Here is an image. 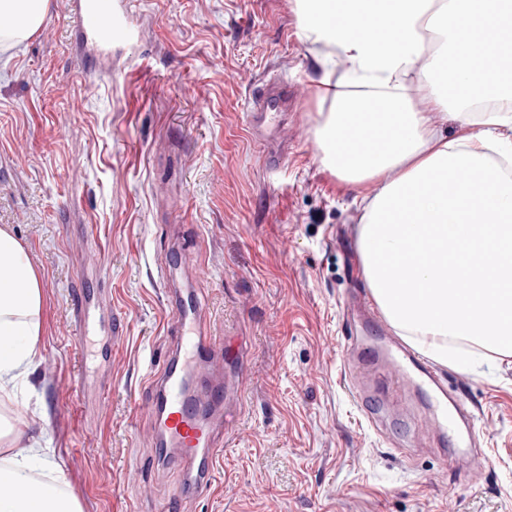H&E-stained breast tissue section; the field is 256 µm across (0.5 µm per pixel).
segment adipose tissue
I'll return each mask as SVG.
<instances>
[{
	"label": "adipose tissue",
	"instance_id": "ef3b65f1",
	"mask_svg": "<svg viewBox=\"0 0 512 512\" xmlns=\"http://www.w3.org/2000/svg\"><path fill=\"white\" fill-rule=\"evenodd\" d=\"M47 0H0V48L21 45L43 22ZM303 38L345 72L317 94L313 142L322 165L350 186L375 182L364 208L361 271L383 317L432 358L455 337L512 355V178L491 155L512 159V113L477 112L480 98L512 99V0H294ZM489 30L490 66L464 64L466 28ZM373 28L386 31L380 42ZM464 133L448 138L433 121ZM408 244V272L384 274L381 248ZM455 261L461 279L437 281L435 262ZM0 512H80L66 482L37 481L40 438L23 437L3 402L40 356L43 295L25 249L0 229ZM29 453L14 454L20 439Z\"/></svg>",
	"mask_w": 512,
	"mask_h": 512
}]
</instances>
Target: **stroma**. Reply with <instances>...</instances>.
Listing matches in <instances>:
<instances>
[{
    "label": "stroma",
    "mask_w": 512,
    "mask_h": 512,
    "mask_svg": "<svg viewBox=\"0 0 512 512\" xmlns=\"http://www.w3.org/2000/svg\"><path fill=\"white\" fill-rule=\"evenodd\" d=\"M130 10L143 39L108 69L81 64L66 0H49L20 50L0 51V227L44 299L39 364L5 401L14 427L43 437L81 512H512V356L436 365L479 408L489 464L476 479L418 445L411 423L370 430L339 380L344 302L366 286L364 200L378 187L350 188L315 156L320 82L338 71L304 40L292 0ZM273 75L297 110L274 128L290 149L269 172L245 112ZM171 224L205 265L213 335L241 341L247 375L212 492L181 500L138 413L166 359L157 264Z\"/></svg>",
    "instance_id": "35a3bbf8"
}]
</instances>
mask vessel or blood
Returning <instances> with one entry per match:
<instances>
[{
	"instance_id": "b4317fda",
	"label": "vessel or blood",
	"mask_w": 512,
	"mask_h": 512,
	"mask_svg": "<svg viewBox=\"0 0 512 512\" xmlns=\"http://www.w3.org/2000/svg\"><path fill=\"white\" fill-rule=\"evenodd\" d=\"M68 11L73 31L91 45L84 53L86 60H94L96 51L131 45L138 39L127 0H69ZM465 39L468 69L488 68L489 33L472 28ZM290 99L287 79L273 76L266 80L248 105L251 134L271 138L273 123L287 111ZM178 257L174 265L165 260L159 263L174 319L166 329V360L150 378L144 412L161 466L176 472L180 496L193 497L208 492L215 480L224 450V411L241 391L245 377L225 373L237 350L227 337L210 333L208 313L197 292L202 279L201 261L184 246ZM356 360L363 366L395 368L403 388L415 389L426 397V429L442 440L457 435L459 421H474L475 406L449 400L437 370L398 336H386L383 352L371 356L360 352ZM341 371L342 381L363 410L368 425L380 428L381 412L370 403L362 377L346 365Z\"/></svg>"
}]
</instances>
